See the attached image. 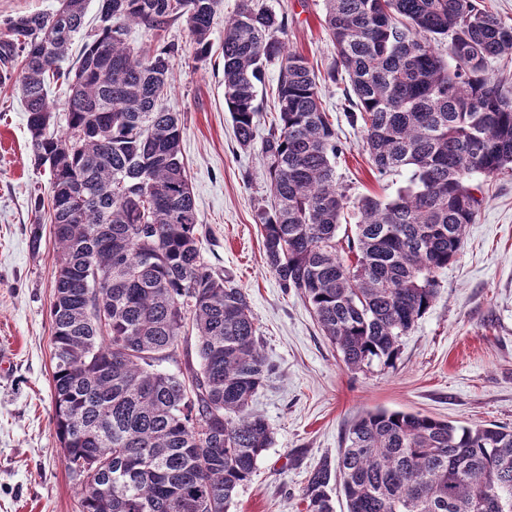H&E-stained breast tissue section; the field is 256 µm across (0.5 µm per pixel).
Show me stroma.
<instances>
[{"mask_svg": "<svg viewBox=\"0 0 512 512\" xmlns=\"http://www.w3.org/2000/svg\"><path fill=\"white\" fill-rule=\"evenodd\" d=\"M288 16L290 50L326 68L336 48L323 25V0H263ZM128 42L182 46L165 105L180 112L181 149L202 229L205 262L248 294L264 354L275 372L253 408L274 433L229 512H299L307 476L336 458L351 422L374 409L419 412L464 424L512 428V171L483 179V201L455 261L437 273L431 307L400 341L394 365L345 367L309 307L268 269L258 207L269 203L261 141L274 117L279 65L265 69L255 139L237 143L224 101L221 55L194 58L183 21L162 30L130 26ZM322 103L344 152L336 178L352 197H387L405 175L378 177L364 133L344 111L343 83L321 87ZM19 94L0 87V512H77V482L63 460L52 421V344L56 246L50 225L32 248L35 196H49V171L31 161Z\"/></svg>", "mask_w": 512, "mask_h": 512, "instance_id": "35a3bbf8", "label": "stroma"}]
</instances>
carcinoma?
<instances>
[{
  "label": "carcinoma",
  "mask_w": 512,
  "mask_h": 512,
  "mask_svg": "<svg viewBox=\"0 0 512 512\" xmlns=\"http://www.w3.org/2000/svg\"><path fill=\"white\" fill-rule=\"evenodd\" d=\"M219 5L110 0L67 70L88 0L0 23V83L15 80L34 165L51 174L53 422L67 469L88 475L79 512H227L273 443L252 409L272 367L248 295L203 260L183 123L158 104L179 46L126 42L130 23L182 19L205 62ZM323 27L336 59L319 77L286 49L287 15L240 0L224 19V101L249 148L257 85L279 61L277 119L261 145L271 200L256 213L265 259L356 371L393 363L430 307L481 204L474 175L512 169V97L488 72L512 57V25L484 0H325ZM341 75L378 176L410 173L386 199L337 182L343 149L317 79ZM59 80L63 133L48 97ZM188 328L198 365L160 369ZM344 441L310 472L305 512H336V484L346 512H512V429L375 410Z\"/></svg>",
  "instance_id": "carcinoma-1"
}]
</instances>
